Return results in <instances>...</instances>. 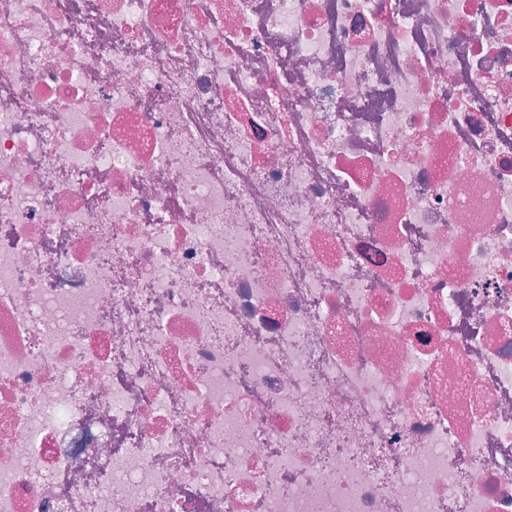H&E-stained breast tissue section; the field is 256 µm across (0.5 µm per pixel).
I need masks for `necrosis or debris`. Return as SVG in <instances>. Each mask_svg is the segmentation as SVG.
Here are the masks:
<instances>
[{
	"instance_id": "obj_1",
	"label": "necrosis or debris",
	"mask_w": 512,
	"mask_h": 512,
	"mask_svg": "<svg viewBox=\"0 0 512 512\" xmlns=\"http://www.w3.org/2000/svg\"><path fill=\"white\" fill-rule=\"evenodd\" d=\"M0 512H512V0H0Z\"/></svg>"
}]
</instances>
